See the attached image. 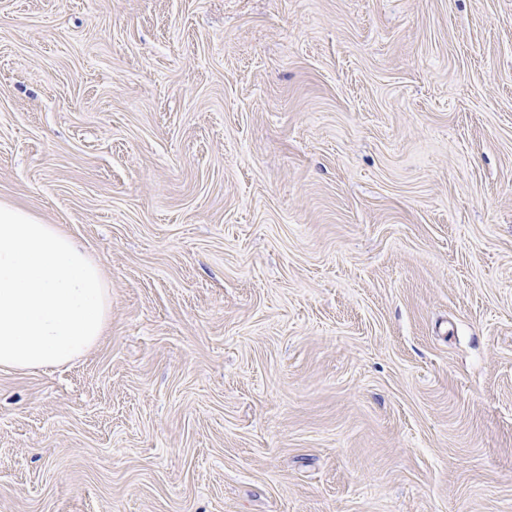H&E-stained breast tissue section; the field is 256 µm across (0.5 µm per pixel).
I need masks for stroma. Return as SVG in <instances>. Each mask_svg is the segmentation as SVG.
<instances>
[{
	"label": "stroma",
	"mask_w": 512,
	"mask_h": 512,
	"mask_svg": "<svg viewBox=\"0 0 512 512\" xmlns=\"http://www.w3.org/2000/svg\"><path fill=\"white\" fill-rule=\"evenodd\" d=\"M0 201L112 295L0 512H512V0H0Z\"/></svg>",
	"instance_id": "stroma-1"
}]
</instances>
